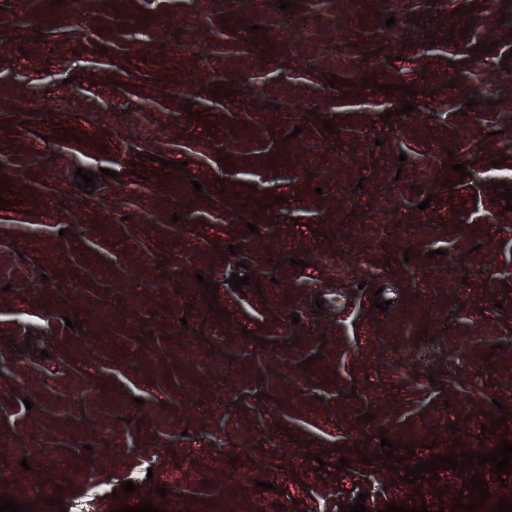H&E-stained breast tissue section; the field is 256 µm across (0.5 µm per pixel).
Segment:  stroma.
I'll return each instance as SVG.
<instances>
[{
    "mask_svg": "<svg viewBox=\"0 0 512 512\" xmlns=\"http://www.w3.org/2000/svg\"><path fill=\"white\" fill-rule=\"evenodd\" d=\"M511 76L512 0H0L6 496L439 512L479 473L512 500L491 465L409 484L380 456L512 442L487 174L512 172ZM79 167L108 175L86 193Z\"/></svg>",
    "mask_w": 512,
    "mask_h": 512,
    "instance_id": "1",
    "label": "stroma"
}]
</instances>
